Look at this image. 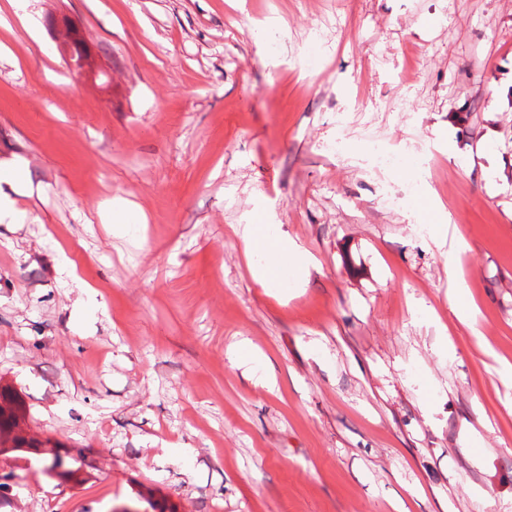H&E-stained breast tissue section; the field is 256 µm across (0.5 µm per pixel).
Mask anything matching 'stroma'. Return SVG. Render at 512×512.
<instances>
[{"label": "stroma", "mask_w": 512, "mask_h": 512, "mask_svg": "<svg viewBox=\"0 0 512 512\" xmlns=\"http://www.w3.org/2000/svg\"><path fill=\"white\" fill-rule=\"evenodd\" d=\"M30 10L103 74L0 0V384L93 466L0 457V512H512V0ZM260 216L306 273L257 282ZM48 30L63 46L68 66L74 74L82 76L93 70V56L69 19L60 17L52 20Z\"/></svg>", "instance_id": "stroma-1"}]
</instances>
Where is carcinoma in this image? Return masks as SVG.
Wrapping results in <instances>:
<instances>
[{
    "label": "carcinoma",
    "mask_w": 512,
    "mask_h": 512,
    "mask_svg": "<svg viewBox=\"0 0 512 512\" xmlns=\"http://www.w3.org/2000/svg\"><path fill=\"white\" fill-rule=\"evenodd\" d=\"M29 453L43 464V470L65 482L78 481L79 469L73 462L85 458L82 452L72 454L51 444L50 439L40 440L25 428V416L18 395L8 387H0V452Z\"/></svg>",
    "instance_id": "1"
}]
</instances>
